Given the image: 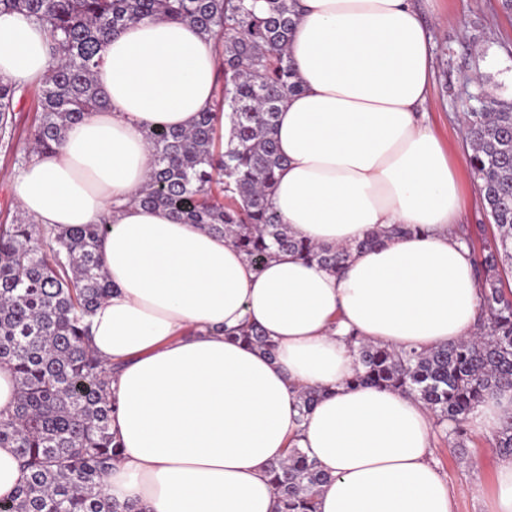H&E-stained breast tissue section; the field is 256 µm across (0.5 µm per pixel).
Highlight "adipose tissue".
Returning a JSON list of instances; mask_svg holds the SVG:
<instances>
[{"label": "adipose tissue", "instance_id": "adipose-tissue-1", "mask_svg": "<svg viewBox=\"0 0 512 512\" xmlns=\"http://www.w3.org/2000/svg\"><path fill=\"white\" fill-rule=\"evenodd\" d=\"M288 44L300 84L277 116L286 164L273 209L299 238L346 246L395 224L332 272L291 253L255 270L231 240L133 203L151 168L147 133L185 129L212 101L214 40L188 24L141 20L104 44L108 107L59 149L12 175L21 209L60 229L106 221L112 285L90 318L113 370L111 432L123 454L106 478L143 512H274L271 466L302 449L329 475L317 512H455L434 459V418L414 395L353 387L349 335L423 350L473 335L483 303L457 229L458 165L424 105L431 36L414 0H298ZM45 29L0 14V80L39 83ZM252 325L267 357L237 339ZM323 395L308 415L299 395ZM512 415V387L468 415L478 435Z\"/></svg>", "mask_w": 512, "mask_h": 512}]
</instances>
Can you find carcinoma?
<instances>
[{"label":"carcinoma","instance_id":"carcinoma-1","mask_svg":"<svg viewBox=\"0 0 512 512\" xmlns=\"http://www.w3.org/2000/svg\"><path fill=\"white\" fill-rule=\"evenodd\" d=\"M297 0H0V13L25 12L46 28L55 63L37 85V123L24 161L48 153L69 128L107 109L97 84L103 44L144 18L183 22L221 47L213 105L189 129L148 133L153 165L134 202L165 209L185 224L229 238L261 269L275 252L335 271L352 253L379 243L369 237L329 247L296 237L272 209L276 173L285 163L274 137L287 95L300 90L287 46ZM24 91L0 81V145L12 146L15 105ZM230 124L220 149L218 113ZM469 171L494 231L475 255L483 290L480 332L431 349L397 352L357 336L354 386L414 394L433 414L452 448L466 447L467 415L485 395L512 386V298L498 286L512 267V103L497 100L462 120ZM106 222L57 231L19 217L0 224V363L16 379L15 405L0 412V447L13 448L24 478L0 512H137L120 507L105 479L122 456L110 432L112 369L94 353L87 319L111 285L100 246ZM239 338L268 357L275 346L258 329ZM512 456V416L492 437ZM276 512H316L328 482L304 452L290 449L271 467Z\"/></svg>","mask_w":512,"mask_h":512}]
</instances>
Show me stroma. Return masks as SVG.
Segmentation results:
<instances>
[{"label":"stroma","instance_id":"1","mask_svg":"<svg viewBox=\"0 0 512 512\" xmlns=\"http://www.w3.org/2000/svg\"><path fill=\"white\" fill-rule=\"evenodd\" d=\"M416 5L433 36L427 117L462 163L459 120L476 107L477 96L512 100V14L501 0H416ZM38 118L34 96L17 103L13 148L0 149V222L22 213L11 175L23 163L27 132ZM434 457L455 495V512H484L499 460L487 437L471 435L462 457L436 442Z\"/></svg>","mask_w":512,"mask_h":512}]
</instances>
